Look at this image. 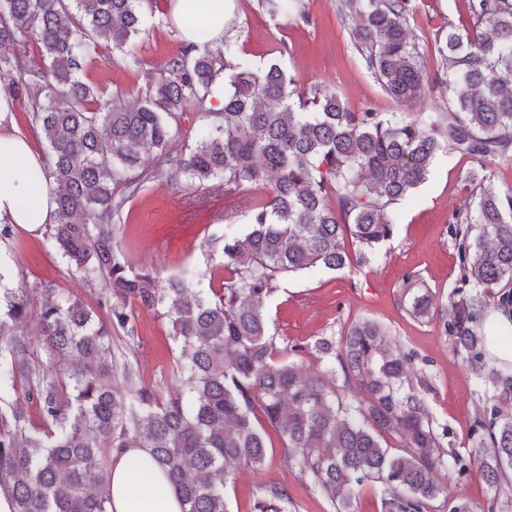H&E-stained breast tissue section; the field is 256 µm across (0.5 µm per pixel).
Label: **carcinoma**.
I'll return each mask as SVG.
<instances>
[{"label":"carcinoma","instance_id":"cac0c4a2","mask_svg":"<svg viewBox=\"0 0 512 512\" xmlns=\"http://www.w3.org/2000/svg\"><path fill=\"white\" fill-rule=\"evenodd\" d=\"M261 2L274 17L310 21L304 0ZM141 3L0 0V69L12 74L4 90L25 104L52 158L46 234L68 277L95 291L88 303L6 288L0 273V493L12 512H108L106 469L124 448L149 450L183 512H229L224 474L264 464L265 424L334 512H355L367 485L381 512H470L436 476L459 483L475 465L489 492L483 512H512V364L488 359L484 324L488 309L512 310V188L485 174L512 151V0H465L472 26L437 30L431 81L406 28L412 0H340L365 68L405 108L388 116L352 111L326 86L302 91L276 63L254 69L194 45L159 66L140 101L112 107L82 72L104 41L126 51L141 32ZM31 40L36 62L20 49ZM221 74L223 110L206 112L193 143L171 151L182 112L203 106ZM443 83L446 111H407ZM442 150L479 166L467 177L468 205L448 218L459 278L437 308L409 273L400 303L416 319L440 320L489 394L466 455L433 416L429 372L377 322L281 347L267 306L289 275L377 255L394 235L396 206ZM174 173L224 186L249 212L243 230L208 239L225 276L207 293L195 270L163 277L114 245L130 196ZM134 303L165 318L179 348L163 394L131 364L117 370L112 333L136 335ZM290 351L309 355L314 370L286 360ZM390 438L401 443L395 452ZM288 503L286 491L262 487L252 512H287Z\"/></svg>","mask_w":512,"mask_h":512}]
</instances>
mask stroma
Instances as JSON below:
<instances>
[{
  "instance_id": "35a3bbf8",
  "label": "stroma",
  "mask_w": 512,
  "mask_h": 512,
  "mask_svg": "<svg viewBox=\"0 0 512 512\" xmlns=\"http://www.w3.org/2000/svg\"><path fill=\"white\" fill-rule=\"evenodd\" d=\"M407 25L421 47L429 71H436L435 29L451 22L462 27L470 19L463 0H413ZM235 8L224 25V45L234 57L260 68L276 62L301 89L317 85L335 88L350 109L396 111L376 79L364 68L351 32L352 19L339 11V0H306L309 21L272 18L260 0H234ZM182 45L170 24L163 0H152L144 12L142 31L128 53L102 50L83 71L112 104H133L144 91L156 65ZM473 163L450 151L439 153L430 175L397 210V225L381 249V259L343 271L319 270L283 279L269 302L271 329L289 344L312 342L316 337L340 334L353 320L370 318L385 326L402 348L429 360L433 390L431 408L439 422L454 432L459 450H467L470 426L484 400L470 373L453 355L447 336L436 321L422 322L398 303V290L406 274L418 273L435 301H444L458 275L456 253L446 233L452 209L469 197L465 179ZM203 198L202 211L188 212V194ZM246 208L204 185L192 191L157 183L145 184L114 226L119 251L134 263L166 276L195 268L206 287L224 280V260L209 256L206 241L223 233L225 225L244 226ZM60 251L50 248L41 226L16 228L13 243H0V273L12 286L54 288L89 296L81 283L66 273ZM134 363L147 384L164 389L174 381V345L166 319L153 312H136ZM264 465L257 470L239 467L226 480L224 493L229 512H251L260 488L278 487L292 500L288 512H333L313 491L299 470L285 462L280 434L267 428Z\"/></svg>"
}]
</instances>
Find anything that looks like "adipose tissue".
I'll return each instance as SVG.
<instances>
[{
  "label": "adipose tissue",
  "instance_id": "adipose-tissue-1",
  "mask_svg": "<svg viewBox=\"0 0 512 512\" xmlns=\"http://www.w3.org/2000/svg\"><path fill=\"white\" fill-rule=\"evenodd\" d=\"M165 9L187 44L224 41L227 0H166ZM14 103L0 91V223H52L54 204L47 159L27 136L7 129ZM109 512H182L181 501L144 448L115 454L108 468Z\"/></svg>",
  "mask_w": 512,
  "mask_h": 512
}]
</instances>
